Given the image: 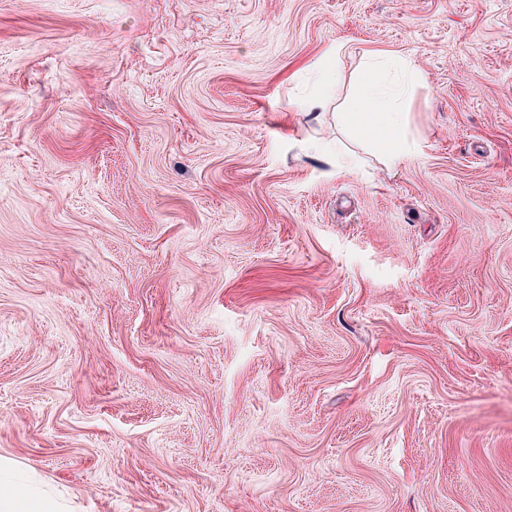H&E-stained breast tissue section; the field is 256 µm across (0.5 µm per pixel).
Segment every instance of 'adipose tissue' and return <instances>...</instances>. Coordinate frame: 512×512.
<instances>
[{
  "label": "adipose tissue",
  "mask_w": 512,
  "mask_h": 512,
  "mask_svg": "<svg viewBox=\"0 0 512 512\" xmlns=\"http://www.w3.org/2000/svg\"><path fill=\"white\" fill-rule=\"evenodd\" d=\"M363 59V91L347 123L355 136L382 144L391 163L401 162L408 154L402 104L418 85L419 73L403 57L369 51Z\"/></svg>",
  "instance_id": "adipose-tissue-1"
}]
</instances>
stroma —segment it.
I'll return each instance as SVG.
<instances>
[{
    "instance_id": "1",
    "label": "stroma",
    "mask_w": 512,
    "mask_h": 512,
    "mask_svg": "<svg viewBox=\"0 0 512 512\" xmlns=\"http://www.w3.org/2000/svg\"><path fill=\"white\" fill-rule=\"evenodd\" d=\"M366 50L421 76L397 164L342 120ZM0 469L512 512V0H0Z\"/></svg>"
}]
</instances>
